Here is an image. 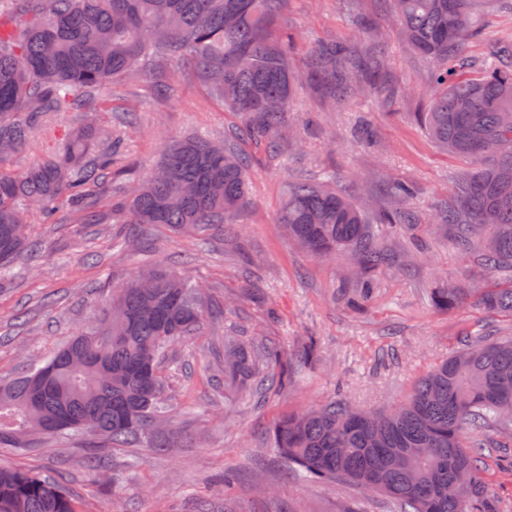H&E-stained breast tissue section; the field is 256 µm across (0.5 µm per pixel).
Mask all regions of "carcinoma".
I'll return each mask as SVG.
<instances>
[{
  "instance_id": "1",
  "label": "carcinoma",
  "mask_w": 512,
  "mask_h": 512,
  "mask_svg": "<svg viewBox=\"0 0 512 512\" xmlns=\"http://www.w3.org/2000/svg\"><path fill=\"white\" fill-rule=\"evenodd\" d=\"M493 0H389L413 51L434 62L430 99L418 121L436 147L469 158L441 210L460 250L492 272L512 273V39L491 46L481 73L462 48L475 34L474 7ZM288 0H0V270L25 246V209L47 221L62 207L82 224L100 223L97 196L112 181L120 139L86 109L113 105L112 85L134 82L151 66L163 78L185 68L239 113L242 140L270 149L288 127L296 80L277 29ZM370 57L326 44L313 71L341 93L366 73L384 71L382 41ZM82 113L80 123L55 118ZM58 131L60 148L21 173L11 157L37 133ZM246 160L226 142L186 138L166 145L157 168L112 203L120 224H163L192 233L222 224L249 197ZM277 223L314 257L358 253L365 266L384 260L373 247L366 210L342 192L298 181ZM463 289L444 288L436 305L453 309ZM512 316V284L478 297ZM209 308L197 287L162 266L136 277L112 298L100 328L81 333L38 366L0 384V448H34L36 437L90 433L109 448L138 446L162 409V357L199 332ZM225 370L263 392L288 385L292 366L271 346L257 358L224 344ZM512 403V337L466 342L418 379L411 395L386 411L332 399L289 414L272 429L288 466L315 481H345L384 494L401 512H501L485 477L486 444L471 433L491 422L507 429L500 406ZM0 512H75L60 485L0 466Z\"/></svg>"
}]
</instances>
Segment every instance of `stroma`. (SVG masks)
I'll list each match as a JSON object with an SVG mask.
<instances>
[{"label":"stroma","mask_w":512,"mask_h":512,"mask_svg":"<svg viewBox=\"0 0 512 512\" xmlns=\"http://www.w3.org/2000/svg\"><path fill=\"white\" fill-rule=\"evenodd\" d=\"M357 10L384 38L385 79L400 89L384 106L371 85L335 104L311 77L307 62L326 42L355 49L367 30L349 24L346 0H288L282 20L293 36L289 50L297 74L288 114L290 130L277 149L244 143L250 203L222 225L188 236L167 227L138 228L143 247L122 245L123 224H79L62 210L46 223L25 215L27 243L0 289V381L38 364L79 333L93 329L114 288L156 265L184 274L202 288L212 317L202 333L173 343L163 369L165 391L158 433L163 448H108L89 471L90 436L45 439L36 447L1 450L0 464L31 470L63 485L76 512H394L383 495L365 496L350 483L318 482L289 470L271 444L284 415L341 398L384 412L405 401L414 382L460 347L465 335L512 337V317L479 307L484 289L505 283L455 248L436 211L450 199L469 160L439 151L416 119L428 103L430 60L407 44L385 0H357ZM465 49L482 60L490 43L512 36V8L497 5L478 19ZM174 93L154 94L152 75L129 88L133 111L114 113L120 152L132 164L112 182L113 198L150 173L165 144L195 136L221 140L242 123L238 113L183 74ZM299 178L331 181L351 200L369 204L375 243L387 264L363 268L340 251L325 258L290 239L276 219L289 185ZM398 182L415 192L406 206L414 224H386L387 193ZM469 299L436 309L431 296L445 287ZM369 289L362 308L347 297ZM236 337L251 353L283 341L296 368L288 387L255 401L224 372V342ZM318 343L316 365L304 364L301 343ZM236 484L224 488L225 471Z\"/></svg>","instance_id":"1"}]
</instances>
